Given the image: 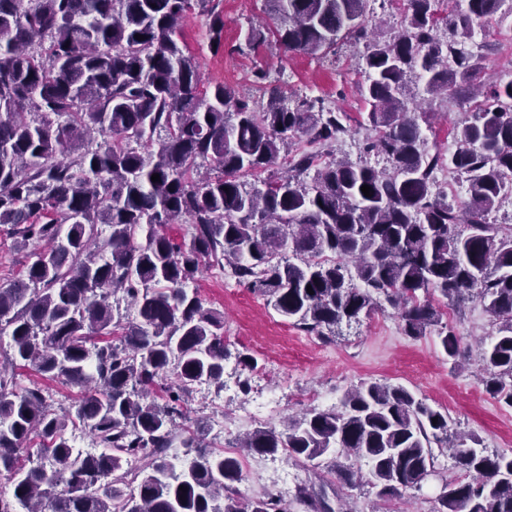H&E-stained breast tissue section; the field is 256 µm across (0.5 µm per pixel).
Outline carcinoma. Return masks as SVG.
Here are the masks:
<instances>
[{
  "label": "carcinoma",
  "mask_w": 512,
  "mask_h": 512,
  "mask_svg": "<svg viewBox=\"0 0 512 512\" xmlns=\"http://www.w3.org/2000/svg\"><path fill=\"white\" fill-rule=\"evenodd\" d=\"M269 2L280 48L362 50L375 132L362 150L382 167L293 149L346 134L344 112L274 89L257 107L227 85H204L179 32L191 0H0V225L45 243L23 278L0 287V335L11 337L0 364V477L12 486L0 512H286L270 494L236 495L242 463L207 445L202 423L179 428L195 385L224 387V320L189 288L207 265L322 338L384 302L407 335L424 336L439 312L420 291L448 306L478 300L498 325L481 346L486 390L512 407V226L490 218L512 186V80L482 82L485 57L469 48L502 0H467L445 15L441 0H401L403 25L384 42L365 21L368 0ZM411 74L430 98H483L453 126L447 156L426 146ZM97 136L102 144L85 145ZM284 162L278 178L246 187L243 177ZM441 163L467 183L457 205L436 187ZM182 220L191 238L178 243L168 230ZM439 335L456 357L459 337ZM17 368L85 394L57 411L41 385L16 380ZM70 427L102 451L74 453ZM451 437L448 413L369 381L338 410L237 442L249 455L286 448L308 462L333 449L336 478L364 479L383 501L421 488L435 473L433 447L451 448L464 478L443 482L433 512H512V456ZM33 438L36 463L25 447ZM177 442L195 452L179 474ZM132 461L145 462L135 487ZM296 498L333 512L305 484Z\"/></svg>",
  "instance_id": "obj_1"
}]
</instances>
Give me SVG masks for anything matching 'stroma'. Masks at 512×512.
Instances as JSON below:
<instances>
[{
	"instance_id": "1",
	"label": "stroma",
	"mask_w": 512,
	"mask_h": 512,
	"mask_svg": "<svg viewBox=\"0 0 512 512\" xmlns=\"http://www.w3.org/2000/svg\"><path fill=\"white\" fill-rule=\"evenodd\" d=\"M215 2L224 18L219 49L210 46V17L199 0H194L181 23L183 38L196 54L205 81L230 86L240 97L257 103L266 102L269 88L275 86L285 95L319 98L325 107L358 118L364 109L359 87L365 76L357 49L343 44L336 53L321 57L287 52L270 40L251 48L246 44L249 29H264L270 22L266 0ZM511 10L512 0H503L499 11L476 30L482 38V54L505 79H512V27L504 21ZM427 109L432 116L425 133L428 148L452 153L456 145L450 129L468 116L469 106L448 97L429 102ZM40 251L35 242L19 247L8 227L0 226V285L21 278ZM194 286L206 307L223 317L228 351L223 388L207 386L193 392L188 402L191 419L204 422L211 447L223 448L225 440L259 425L283 428L289 417L310 409L339 408L344 392L372 380L404 386L416 398L447 412L454 428L475 436L488 453L512 455V408L493 398L481 381L475 343L491 342L497 334L481 303L440 306L441 324L460 338V354L451 359L436 329L419 338L406 336L389 307L341 325L325 340L298 329L266 297L238 285L219 267L204 268ZM241 353L256 359V369L238 364ZM244 380L250 384L246 392L240 387ZM332 459V454H325L315 466L280 452L248 457L237 493L244 499L271 494L288 512H308L293 494L306 482L324 494L334 512L345 502L353 512H432L442 482L461 475L449 453L437 452L435 477L384 508L371 486L351 490L328 473Z\"/></svg>"
}]
</instances>
